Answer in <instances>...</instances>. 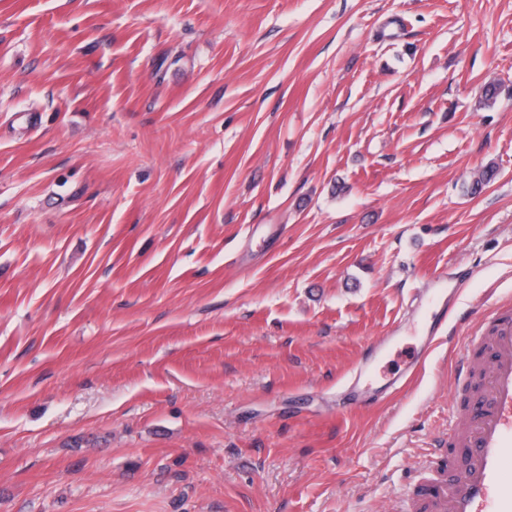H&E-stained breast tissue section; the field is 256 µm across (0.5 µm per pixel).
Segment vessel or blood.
Instances as JSON below:
<instances>
[{"mask_svg":"<svg viewBox=\"0 0 512 512\" xmlns=\"http://www.w3.org/2000/svg\"><path fill=\"white\" fill-rule=\"evenodd\" d=\"M489 373L476 410L464 411L458 440L469 466L451 497H436L438 512H512V302L497 303L486 331Z\"/></svg>","mask_w":512,"mask_h":512,"instance_id":"b4317fda","label":"vessel or blood"}]
</instances>
